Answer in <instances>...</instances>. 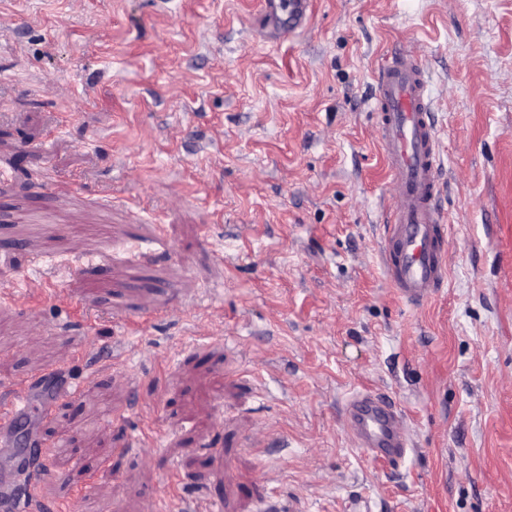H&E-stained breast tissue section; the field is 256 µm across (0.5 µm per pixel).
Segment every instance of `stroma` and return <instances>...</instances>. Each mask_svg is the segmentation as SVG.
<instances>
[{"instance_id":"obj_1","label":"stroma","mask_w":512,"mask_h":512,"mask_svg":"<svg viewBox=\"0 0 512 512\" xmlns=\"http://www.w3.org/2000/svg\"><path fill=\"white\" fill-rule=\"evenodd\" d=\"M261 3L0 0V401L42 376L29 428L79 460L33 486L84 512H512V0H312L277 40ZM396 46L450 227L418 307L379 258ZM362 389L405 417L399 466L346 434Z\"/></svg>"}]
</instances>
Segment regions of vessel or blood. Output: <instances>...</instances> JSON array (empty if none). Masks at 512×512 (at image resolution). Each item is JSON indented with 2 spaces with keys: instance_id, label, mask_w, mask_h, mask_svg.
<instances>
[{
  "instance_id": "vessel-or-blood-1",
  "label": "vessel or blood",
  "mask_w": 512,
  "mask_h": 512,
  "mask_svg": "<svg viewBox=\"0 0 512 512\" xmlns=\"http://www.w3.org/2000/svg\"><path fill=\"white\" fill-rule=\"evenodd\" d=\"M311 0H265L271 16L286 15L287 30L304 27ZM378 135L394 203L384 226L381 261L388 280L406 303L419 306L441 292L448 266V247L440 208L443 164L435 115L427 93L420 59L399 48L391 51L376 75ZM33 382L16 383L13 399L0 405V454L14 450L10 439L22 412L28 411ZM346 431L355 447L366 449L372 460L396 462L412 450L402 412L394 402L374 392L352 396L344 408ZM28 461H17L0 471V512H45L38 499L20 503L15 488L28 483Z\"/></svg>"
}]
</instances>
